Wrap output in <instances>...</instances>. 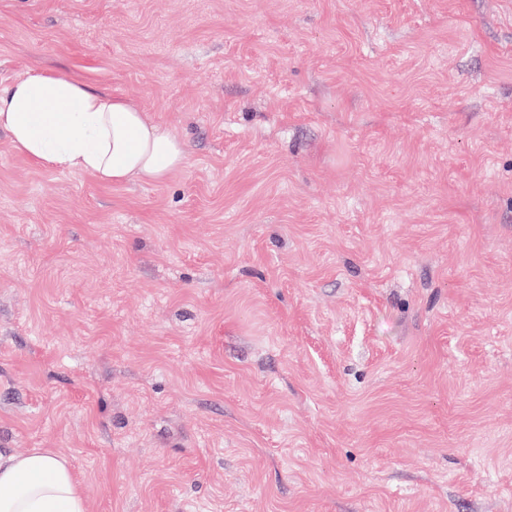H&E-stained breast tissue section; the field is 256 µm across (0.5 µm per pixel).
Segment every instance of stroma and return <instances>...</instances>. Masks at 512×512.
Listing matches in <instances>:
<instances>
[{
    "instance_id": "35a3bbf8",
    "label": "stroma",
    "mask_w": 512,
    "mask_h": 512,
    "mask_svg": "<svg viewBox=\"0 0 512 512\" xmlns=\"http://www.w3.org/2000/svg\"><path fill=\"white\" fill-rule=\"evenodd\" d=\"M184 140L158 183L0 132V449L88 512H512V0H0Z\"/></svg>"
}]
</instances>
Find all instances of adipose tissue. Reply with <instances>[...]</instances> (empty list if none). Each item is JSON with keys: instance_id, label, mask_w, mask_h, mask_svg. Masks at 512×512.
Segmentation results:
<instances>
[{"instance_id": "ef3b65f1", "label": "adipose tissue", "mask_w": 512, "mask_h": 512, "mask_svg": "<svg viewBox=\"0 0 512 512\" xmlns=\"http://www.w3.org/2000/svg\"><path fill=\"white\" fill-rule=\"evenodd\" d=\"M1 130L34 167L108 185L160 182L187 159L184 142L133 102L40 67L0 86ZM0 512H87L86 491L64 458L0 450Z\"/></svg>"}]
</instances>
